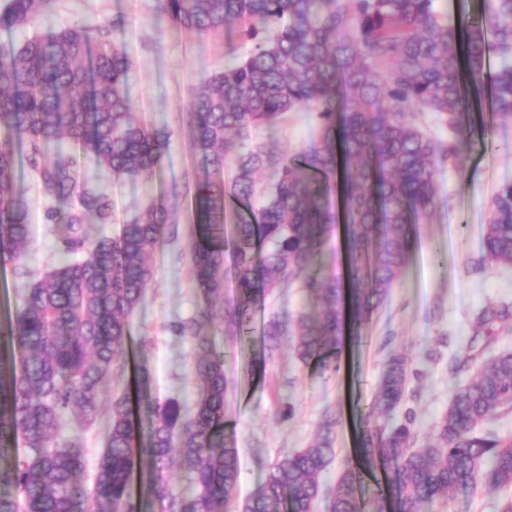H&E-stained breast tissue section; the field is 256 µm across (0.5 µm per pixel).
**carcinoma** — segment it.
<instances>
[{
	"instance_id": "cac0c4a2",
	"label": "carcinoma",
	"mask_w": 512,
	"mask_h": 512,
	"mask_svg": "<svg viewBox=\"0 0 512 512\" xmlns=\"http://www.w3.org/2000/svg\"><path fill=\"white\" fill-rule=\"evenodd\" d=\"M158 13L199 36H224L237 25L246 53L230 51L224 68L206 76L187 107L201 173L194 183L192 283L206 302L199 314L173 325L194 350L196 399L150 396L151 373L139 364L133 383L148 422L135 420L131 398L112 400L106 445L92 485L83 480L81 431L100 410L102 384L127 366L129 321L152 278L148 258L173 223L167 198H155L114 236L86 245L84 225L112 223L111 196L94 187L81 165L104 169L116 182L136 181L160 168L170 141L131 112L132 62L118 46L125 27L115 19L96 27L48 25L54 0H8L0 30L41 25L17 46L0 44V130L15 133L20 149L0 146V255L25 279L20 306L0 327V455L17 440L23 456L0 465V512H141L133 493L164 512H228L239 478L238 450L224 432L231 379L224 355L205 328L211 309L225 308L235 337L273 289L304 278L319 305L301 314L289 337L295 355L321 373L345 332L370 322L408 256L414 220L435 203L436 169L475 139L492 145L484 116L467 105L469 92L490 87L497 112H512V0H490L487 12L453 22L437 0H156ZM500 66L484 70L487 35ZM305 108L322 136L295 155L253 143L260 127L278 125ZM432 113L452 139L431 137L414 122ZM27 159L49 206L45 219L65 235L56 266L33 277L24 265L30 208L16 180L17 153ZM53 159H47L48 155ZM231 177L224 180V166ZM339 191L342 214L327 197ZM343 220L345 273L316 267L325 241ZM81 260L75 259L79 251ZM485 258L512 265V184L495 195L484 236ZM236 269L237 292L224 302L226 261ZM509 314L486 307L475 325L488 332ZM283 338L272 314L264 321L263 362ZM462 362L475 375L455 385L434 440L418 447L413 419L382 427L384 447L361 441L363 467L347 464L329 487L324 473L335 454L336 415L318 436L271 466L264 483L239 512H313L330 493L329 512H371L362 494V469L392 470L387 493L395 512H433L455 486L476 479L512 485V437L477 427L512 405V351L479 361L473 346ZM410 360L385 362L372 409L389 415L403 404ZM78 433L53 444L66 415ZM174 465L187 475L179 490L152 473Z\"/></svg>"
}]
</instances>
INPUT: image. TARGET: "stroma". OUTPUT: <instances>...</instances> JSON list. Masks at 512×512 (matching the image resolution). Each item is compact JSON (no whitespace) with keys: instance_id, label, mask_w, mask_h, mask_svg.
<instances>
[{"instance_id":"obj_1","label":"stroma","mask_w":512,"mask_h":512,"mask_svg":"<svg viewBox=\"0 0 512 512\" xmlns=\"http://www.w3.org/2000/svg\"><path fill=\"white\" fill-rule=\"evenodd\" d=\"M118 15L126 21L118 43L134 64L132 110L149 127L168 133L171 147L160 169L137 181L116 184L108 172H93L94 183L112 197V221L86 225L85 234L91 241L113 235L150 197L171 195L179 233L150 260L153 278L130 320L126 349L149 368L153 397L173 396L191 405L196 398L192 346L174 336L170 326L191 318L200 306L191 281L192 198L172 196L171 188L198 170L187 121L189 95L203 77L223 67L228 39L173 28L159 15L154 0H55L52 23L57 28L99 26ZM320 136L319 124L304 109L289 113L279 128L258 134L267 147L291 154L306 150ZM492 136L491 148L476 142L463 145L455 161L436 171L435 204L416 227L407 262L361 342L344 341L335 375L323 376L303 365L285 344L266 367L254 362L261 349L256 337L269 314L291 327L299 313L311 309L302 280H290L267 297L249 334L240 340L226 338L224 315L216 313L208 332L223 350L233 380L224 422L239 450V499L262 483L272 463L308 446L329 412L339 420L337 453L324 479L335 483L355 454L361 424H383L369 406L391 353L404 352L411 359L408 397L392 420L398 423L413 415L424 442L447 408L455 382L468 381L475 373L471 366L455 376L449 373L468 341H475L484 359L512 349V318L495 324L489 337L474 336L472 329L484 307L512 309V266L488 263L483 252L492 199L512 183V116L497 117ZM18 180L32 214L25 264L43 273L55 262L59 230L44 220V200L29 167L19 168ZM510 496L512 486H461L442 498L434 512H497L499 502Z\"/></svg>"}]
</instances>
